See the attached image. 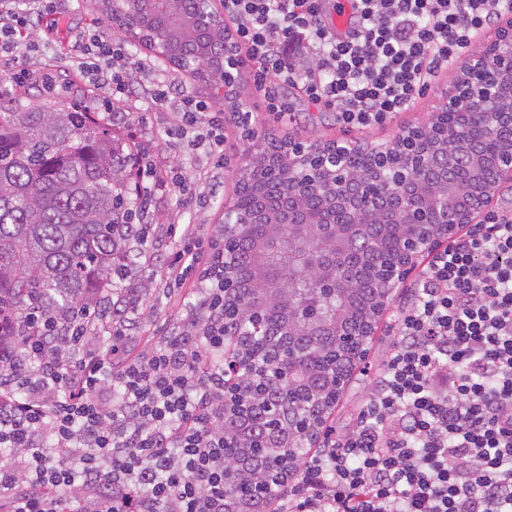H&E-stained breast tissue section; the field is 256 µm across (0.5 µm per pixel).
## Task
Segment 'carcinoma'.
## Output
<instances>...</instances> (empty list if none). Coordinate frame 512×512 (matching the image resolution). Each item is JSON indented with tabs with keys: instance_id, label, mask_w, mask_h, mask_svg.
<instances>
[{
	"instance_id": "cac0c4a2",
	"label": "carcinoma",
	"mask_w": 512,
	"mask_h": 512,
	"mask_svg": "<svg viewBox=\"0 0 512 512\" xmlns=\"http://www.w3.org/2000/svg\"><path fill=\"white\" fill-rule=\"evenodd\" d=\"M107 19L112 14L136 13L143 18L130 36L152 47L153 36L162 33L169 50V62L178 66L185 58H201L204 66L191 71L197 81L214 86L226 81L224 75V22L202 29L199 0H170L174 22L146 11L141 0H92ZM45 90L32 95L0 81V337L12 335L11 324L27 310L42 305L64 312L81 304L94 305L102 290L126 274L116 264L130 243L127 234L141 235L149 202L135 195L133 150L112 134V129L69 101L73 88L47 75ZM512 129L503 127L481 141L453 134L448 149L421 169L390 162L383 168L385 192L394 193L403 181L439 182L443 178L461 185L471 175L470 163L477 155L487 156L503 148ZM251 186L249 203L267 211L264 223L282 220L292 186L288 173L278 171L276 181H256L254 169H243L239 188ZM325 187L310 181L305 188L307 205L322 210ZM368 235L390 245L395 229L381 222V215L368 225ZM279 251L272 260L287 275L288 306L310 314L319 322H330L336 314H349L354 324L365 318L376 290L372 270L386 252H367L362 239L351 242L344 259L347 291L335 295L322 291L312 268L305 261H290V254L311 255L317 242L296 237L291 224L280 225ZM238 272H255L256 244L239 243ZM308 383L318 392L317 406L325 408L330 394L324 392L327 373L322 366L307 368ZM254 401L265 402L261 434L248 442L250 451L264 456L266 433L279 426L280 412L291 404L288 387L275 369L256 375L246 392ZM224 497L229 504L243 507L267 484L266 474L253 481H240L232 471L224 472Z\"/></svg>"
}]
</instances>
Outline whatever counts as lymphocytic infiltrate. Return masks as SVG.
Masks as SVG:
<instances>
[{
    "label": "lymphocytic infiltrate",
    "instance_id": "f902f5d3",
    "mask_svg": "<svg viewBox=\"0 0 512 512\" xmlns=\"http://www.w3.org/2000/svg\"><path fill=\"white\" fill-rule=\"evenodd\" d=\"M512 0H352L344 38L318 0H224L265 109L299 88L339 124L409 110ZM55 0H0V56L54 43ZM44 25L40 42L24 32ZM91 90L175 106V137L224 151V116L164 73L133 83L131 54L96 29L75 40ZM164 275L193 300L145 354L126 339L143 297L105 289L65 318L33 311L0 340V512H224V244L179 225ZM398 340L346 438L298 462L271 512H512V211L436 250L396 317Z\"/></svg>",
    "mask_w": 512,
    "mask_h": 512
}]
</instances>
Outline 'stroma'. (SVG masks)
<instances>
[{
  "label": "stroma",
  "instance_id": "stroma-1",
  "mask_svg": "<svg viewBox=\"0 0 512 512\" xmlns=\"http://www.w3.org/2000/svg\"><path fill=\"white\" fill-rule=\"evenodd\" d=\"M65 8L67 14L60 31V37L64 41L74 42L84 30L99 26L105 28L110 38L129 43L135 59L148 66H164V59L158 58L153 51L132 43L130 35L124 29L108 25L104 16L90 11L86 0H67ZM462 69V62H454L448 70L442 71L432 81L410 110L396 115L387 126L367 131L342 127L337 123L333 112L309 106L295 89L288 88L282 92L288 104V111L283 115L265 110L261 99L255 97L250 81H242L238 95L253 113L252 131L308 145L342 139L375 146L389 142L403 128L418 125L434 113L441 102L442 90L453 85ZM126 108L132 113L133 120L121 125L120 131L132 143H140L148 148L157 172L167 178L174 173H181L192 186L204 188L209 197L207 206L199 210L187 206L182 196L175 191L155 197L151 204L146 220L147 231L143 241L134 244L136 253L126 277L127 283L141 289L145 294L139 329L127 342L131 354L137 355L149 350L154 341L172 326L188 301L187 289H168L163 283L150 280L152 269L158 268L169 252L166 234L168 225L184 224L191 232L204 234L208 238L215 236L219 224L224 221V204L231 199L238 186L245 158L242 154L241 130L234 120L230 119L225 123L224 156L217 163L202 150L170 142L168 126L175 120L172 112L147 109L135 96L129 99ZM405 296V288H398L390 300L389 312L379 322L365 359L369 371H378L392 349L395 341L392 311Z\"/></svg>",
  "mask_w": 512,
  "mask_h": 512
}]
</instances>
